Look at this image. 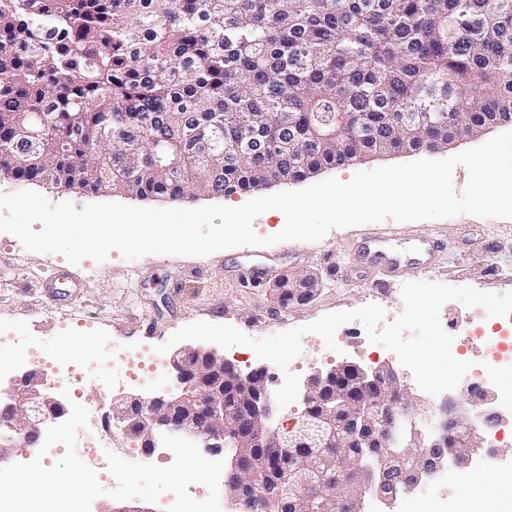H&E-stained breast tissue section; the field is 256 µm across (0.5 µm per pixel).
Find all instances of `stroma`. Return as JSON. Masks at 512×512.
Returning a JSON list of instances; mask_svg holds the SVG:
<instances>
[{"mask_svg":"<svg viewBox=\"0 0 512 512\" xmlns=\"http://www.w3.org/2000/svg\"><path fill=\"white\" fill-rule=\"evenodd\" d=\"M501 127L482 136L434 150L381 154L339 165L313 175V182L335 178L350 181L355 173L419 159H444L482 145L501 134ZM273 182L231 196L198 195L170 201L142 200L112 193L66 191L47 185L35 190L50 203L71 202L76 207L112 201L148 208L191 209L207 205L237 207L247 201L283 191ZM368 232L387 233L396 248L405 251L398 276L361 263L356 243ZM438 242L431 265L419 263L413 242ZM66 271L80 286L63 298L50 294L47 282ZM315 271L323 285L309 303L280 306L272 289L283 274ZM425 281L470 286L493 293L512 292V219L458 215L446 219L397 222L391 219L331 230L316 242H281L270 246H242L207 256L149 254L135 260L111 252L104 262L83 259L73 265L54 253L27 251L8 233H0V359L12 362L26 352L14 344L17 336L31 337L40 356L65 363L83 377L86 396L98 394L99 377L118 372L124 352L142 343V326L151 323L156 344L166 343L183 326L206 321L231 325L261 338L312 323L323 315L353 310L369 303L382 306L387 320L403 309L404 283ZM338 352L329 365L355 362L363 366L387 362L397 367L405 384L414 385L412 372L384 347L370 343L356 321L335 333ZM94 353L96 370L83 372L85 353Z\"/></svg>","mask_w":512,"mask_h":512,"instance_id":"stroma-1","label":"stroma"}]
</instances>
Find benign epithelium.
<instances>
[{
  "label": "benign epithelium",
  "instance_id": "obj_1",
  "mask_svg": "<svg viewBox=\"0 0 512 512\" xmlns=\"http://www.w3.org/2000/svg\"><path fill=\"white\" fill-rule=\"evenodd\" d=\"M319 288V276L303 271L276 284L284 306L310 301ZM171 367L176 395H121L111 407L112 419L146 452L165 431L211 450L234 449L224 488L237 512H302L308 467L292 471L298 491L289 498L281 492L279 475L289 471L297 439L314 428L336 438L332 447L343 450L346 459L370 458L358 491L336 505L342 512H362L368 494L391 506L448 466H468L482 447L479 432L500 418L493 395L473 384L430 401L414 394L387 362L342 363L313 371L304 385L306 419L277 428L265 369L245 373L213 351L192 348L176 353ZM66 412L40 375L26 374L0 403V421L10 430L0 436V464L11 449L37 445L43 428ZM259 452L267 460L262 468L255 464Z\"/></svg>",
  "mask_w": 512,
  "mask_h": 512
}]
</instances>
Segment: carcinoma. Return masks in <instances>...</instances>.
<instances>
[{
    "mask_svg": "<svg viewBox=\"0 0 512 512\" xmlns=\"http://www.w3.org/2000/svg\"><path fill=\"white\" fill-rule=\"evenodd\" d=\"M502 112L512 0H0V174L21 183L230 196ZM353 492L318 486L307 512Z\"/></svg>",
    "mask_w": 512,
    "mask_h": 512,
    "instance_id": "1",
    "label": "carcinoma"
}]
</instances>
